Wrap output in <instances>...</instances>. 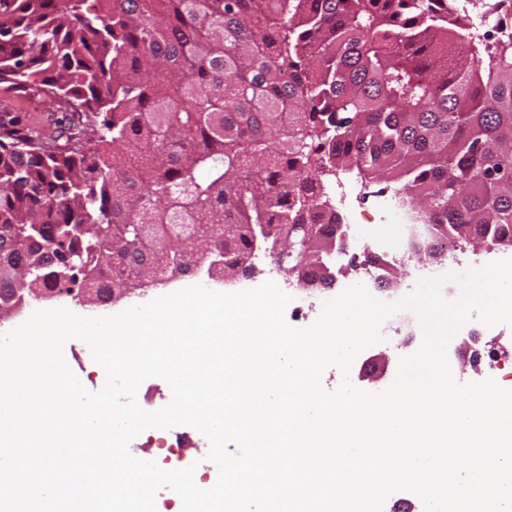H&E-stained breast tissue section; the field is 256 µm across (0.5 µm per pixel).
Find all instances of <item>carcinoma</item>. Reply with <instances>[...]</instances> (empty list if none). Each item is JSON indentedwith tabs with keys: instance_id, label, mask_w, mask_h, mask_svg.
Returning a JSON list of instances; mask_svg holds the SVG:
<instances>
[{
	"instance_id": "obj_1",
	"label": "carcinoma",
	"mask_w": 512,
	"mask_h": 512,
	"mask_svg": "<svg viewBox=\"0 0 512 512\" xmlns=\"http://www.w3.org/2000/svg\"><path fill=\"white\" fill-rule=\"evenodd\" d=\"M0 0V305L125 284L130 262L236 266L293 229L294 268L341 223L325 176L400 185L418 246H512V32L455 0ZM112 119L98 132L96 110ZM479 0H456V4L460 9H464L469 14L472 23L474 24V28L472 32L475 35L481 36L485 33L494 34L497 27H495L497 23L496 15H493L488 20L483 19V16L486 14L485 7H482ZM4 99L13 103V109L15 111L22 112L26 115L29 123L42 126L46 129L55 128V125L53 124L54 120L62 116L61 112H53L55 111V108H51L49 98L36 97L17 99L13 97L12 93L7 92L4 84H1L0 102Z\"/></svg>"
}]
</instances>
